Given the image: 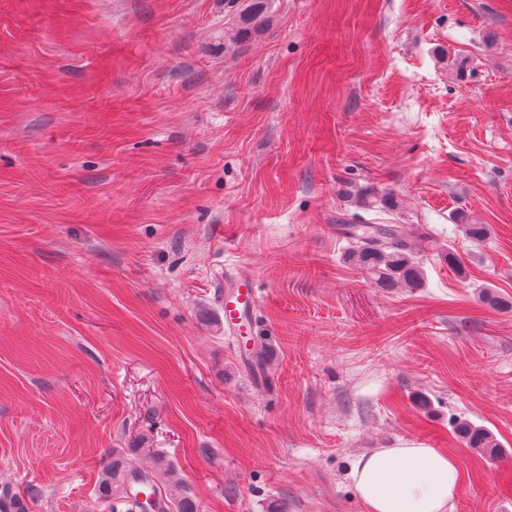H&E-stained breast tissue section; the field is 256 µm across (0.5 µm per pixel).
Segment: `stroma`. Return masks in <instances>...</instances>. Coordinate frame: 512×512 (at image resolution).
<instances>
[{"label": "stroma", "instance_id": "1", "mask_svg": "<svg viewBox=\"0 0 512 512\" xmlns=\"http://www.w3.org/2000/svg\"><path fill=\"white\" fill-rule=\"evenodd\" d=\"M378 217L422 287L344 263ZM487 289L512 300V0H272L229 51L224 0H0V492L30 512H127L99 474L145 447L203 512H365L355 459L404 442L455 457L452 512H512ZM258 304L256 292L247 280L224 272V322L234 326L253 319ZM455 432L468 448L489 456H497L501 452L500 444L493 434L483 427L461 421L457 423Z\"/></svg>", "mask_w": 512, "mask_h": 512}]
</instances>
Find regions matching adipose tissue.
Wrapping results in <instances>:
<instances>
[{
  "label": "adipose tissue",
  "instance_id": "obj_1",
  "mask_svg": "<svg viewBox=\"0 0 512 512\" xmlns=\"http://www.w3.org/2000/svg\"><path fill=\"white\" fill-rule=\"evenodd\" d=\"M352 479L367 512H451L462 488L452 455L415 442L361 455Z\"/></svg>",
  "mask_w": 512,
  "mask_h": 512
}]
</instances>
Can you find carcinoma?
I'll use <instances>...</instances> for the list:
<instances>
[{"instance_id": "1", "label": "carcinoma", "mask_w": 512, "mask_h": 512, "mask_svg": "<svg viewBox=\"0 0 512 512\" xmlns=\"http://www.w3.org/2000/svg\"><path fill=\"white\" fill-rule=\"evenodd\" d=\"M269 0H224V49L258 31L265 22ZM349 239L344 253L347 263L367 274L377 288H419L423 271L414 244L397 224H343ZM456 434L469 448L496 456L500 444L487 429L467 421L457 423ZM145 497L164 503V512H200V501L176 477L174 465L163 454H151V465L128 469L121 450H112V460L103 468L97 487L105 501L130 504L133 488ZM0 512H29L28 500L17 493L0 495Z\"/></svg>"}]
</instances>
